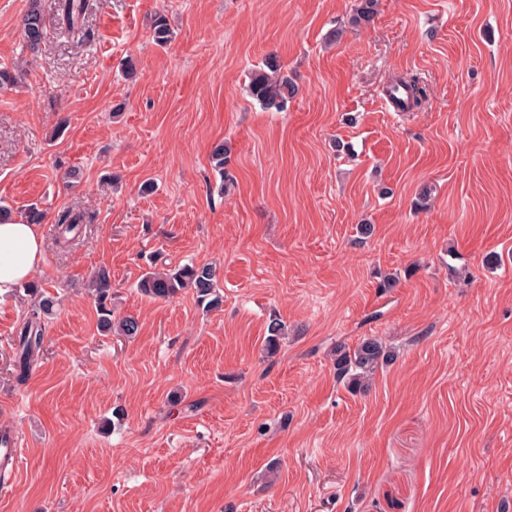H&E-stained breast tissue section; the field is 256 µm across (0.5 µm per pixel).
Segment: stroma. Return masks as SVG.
Returning <instances> with one entry per match:
<instances>
[{"mask_svg":"<svg viewBox=\"0 0 512 512\" xmlns=\"http://www.w3.org/2000/svg\"><path fill=\"white\" fill-rule=\"evenodd\" d=\"M27 5L0 0V67L23 72L0 88V206L46 211L34 279L58 304L21 383L30 299L0 296L20 442L0 512H512V0H379L360 31L355 0H90L89 38L35 57ZM271 53L299 86L281 112L247 92ZM398 76L420 110L386 106ZM71 206L92 222L65 252L50 217ZM184 264L213 267L220 308L138 292ZM98 269L135 337L101 332ZM368 336L397 358L354 395L332 351Z\"/></svg>","mask_w":512,"mask_h":512,"instance_id":"35a3bbf8","label":"stroma"}]
</instances>
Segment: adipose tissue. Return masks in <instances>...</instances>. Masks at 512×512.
Here are the masks:
<instances>
[{
    "mask_svg": "<svg viewBox=\"0 0 512 512\" xmlns=\"http://www.w3.org/2000/svg\"><path fill=\"white\" fill-rule=\"evenodd\" d=\"M46 241L40 225L0 220V296L30 280L40 267Z\"/></svg>",
    "mask_w": 512,
    "mask_h": 512,
    "instance_id": "obj_1",
    "label": "adipose tissue"
}]
</instances>
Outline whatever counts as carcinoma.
Instances as JSON below:
<instances>
[{
  "label": "carcinoma",
  "instance_id": "carcinoma-1",
  "mask_svg": "<svg viewBox=\"0 0 512 512\" xmlns=\"http://www.w3.org/2000/svg\"><path fill=\"white\" fill-rule=\"evenodd\" d=\"M379 0H357L349 18V24L355 29H367L374 23L378 13ZM85 0H57V26L61 38L75 39L84 29ZM21 32L26 49L35 54L45 41L46 25L40 0H30L29 9L22 18ZM154 43L160 47L169 44L173 32L167 20L158 16L152 23ZM409 95L410 108L420 107L425 100L423 89L415 77H402L397 80ZM248 92L264 109L282 111L290 99L298 92V86L291 77L282 72V65L275 56L265 59L262 66L249 74ZM59 237L78 236L86 224L83 214L64 209L57 213L54 220ZM140 292L153 299H170L182 289L195 292L198 301L212 310L221 305V297L216 293L215 274L208 265L187 264L168 272H147L138 282ZM27 296L35 300L28 317L16 336L13 366L16 379L24 381L33 364L42 352L44 336L42 318L51 314L56 305L53 296L47 294L33 282L23 286ZM90 294L100 311V325L103 329L114 330L120 336L137 335L139 324L136 318L126 316L112 321V279L105 269L95 272L90 282ZM287 333L283 322L274 318L267 326L265 346L267 352L275 351L279 340ZM396 358L395 351L376 337H365L354 348L338 343L334 350V366L337 378L344 382L354 394H365L370 390L374 374L379 368Z\"/></svg>",
  "mask_w": 512,
  "mask_h": 512
}]
</instances>
